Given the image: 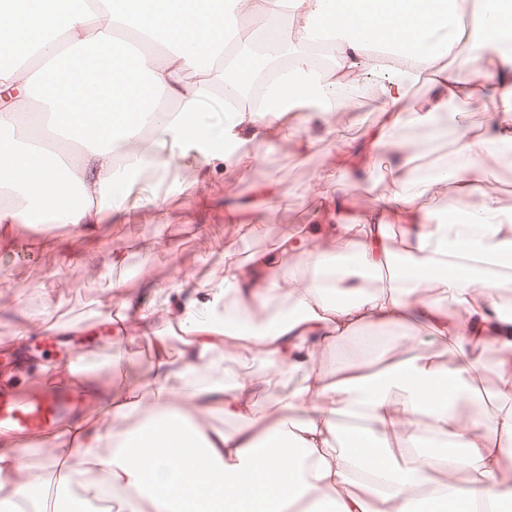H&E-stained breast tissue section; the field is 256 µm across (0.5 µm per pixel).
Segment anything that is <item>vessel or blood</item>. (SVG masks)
<instances>
[{
    "instance_id": "vessel-or-blood-1",
    "label": "vessel or blood",
    "mask_w": 512,
    "mask_h": 512,
    "mask_svg": "<svg viewBox=\"0 0 512 512\" xmlns=\"http://www.w3.org/2000/svg\"><path fill=\"white\" fill-rule=\"evenodd\" d=\"M84 402L83 395L66 388L34 397L17 390L10 380L0 379V430L16 433L33 445L47 430L74 416Z\"/></svg>"
}]
</instances>
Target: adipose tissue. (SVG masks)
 Returning a JSON list of instances; mask_svg holds the SVG:
<instances>
[{"mask_svg":"<svg viewBox=\"0 0 512 512\" xmlns=\"http://www.w3.org/2000/svg\"><path fill=\"white\" fill-rule=\"evenodd\" d=\"M285 13L296 26L284 41ZM258 14L269 20L268 55L287 63L262 73L241 54L225 66L229 35ZM320 32L335 53L329 67L315 64ZM138 40L152 49L130 56ZM34 41L45 61L38 75L0 65V199L13 204L12 224L36 223L43 210L48 223L88 233L157 205L153 188L133 192L127 170L147 167L162 181L177 165L200 180L211 163L281 137L306 153L312 123L359 109L349 90L366 76L377 85L378 121L364 165L379 167L390 148L396 156L393 193L361 218L350 208L351 175L333 174L318 226L344 251L289 235L244 262L225 253L222 279L175 283L164 304H137L141 334L154 340L143 379L152 404L143 407L137 386L104 385L109 426L86 416L46 433V447L76 449L103 475L77 485L64 477L54 512H93L108 489L122 492L123 512H294L322 501L331 512H512V411L484 423L456 410L481 352L512 354V322L493 300L512 287V210L488 190L484 164L512 153V0H477L469 11L457 0H0V58L26 55ZM465 51L480 61L479 76L458 70ZM423 82L430 96L412 98ZM258 83L257 102L225 107L221 129L190 125L216 95ZM484 97L483 131L462 109L455 134L438 126L450 104ZM408 127L452 139L448 164L430 177L418 174ZM437 183L447 184L452 210L427 207ZM391 224L402 227L396 248ZM283 284L290 313L254 325L253 312ZM417 314L452 346L451 364L424 352L336 379L321 369L337 338L384 326L404 340ZM172 325L182 334L175 355L161 334ZM227 351L293 381L276 413L259 410L257 378L225 383ZM139 412L141 423L125 427ZM211 414L239 426L207 428L201 419ZM426 437L441 444L434 456L417 451ZM20 445L0 436V512H16V496L36 485L19 466ZM460 468L469 483L433 477Z\"/></svg>","mask_w":512,"mask_h":512,"instance_id":"ef3b65f1","label":"adipose tissue"}]
</instances>
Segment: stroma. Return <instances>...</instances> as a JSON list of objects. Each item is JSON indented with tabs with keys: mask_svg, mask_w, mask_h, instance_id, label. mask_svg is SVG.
Listing matches in <instances>:
<instances>
[{
	"mask_svg": "<svg viewBox=\"0 0 512 512\" xmlns=\"http://www.w3.org/2000/svg\"><path fill=\"white\" fill-rule=\"evenodd\" d=\"M354 90L362 110L338 113L329 125H312L308 134L314 145L306 154L280 139L267 144L259 157L243 156L237 171L211 169L201 184H192L186 170H172L159 188L162 218L139 211L88 234L11 225L6 246H0V364L9 355L29 358L27 373L32 376L44 359L65 361L91 351L95 358L84 369L96 381L119 388L128 376L147 374L152 345H113L106 333L86 332L87 326L98 324L96 300L109 286L110 276L98 267V259L110 250L122 255L123 264L114 275L123 284L114 300L125 303L132 314L140 299L161 301L164 286L174 280L186 278L200 286L223 276L224 251L245 260L253 252L274 250L282 236L309 234L317 209L333 190L329 171L339 164L349 170L358 165L350 146L363 139L376 119L373 85L365 81ZM264 186L274 188L275 196L262 195ZM392 190L389 167L375 170L370 180L352 186L353 212L378 208ZM239 213L265 225L264 234L244 235L232 220ZM49 268L57 271L50 284L44 281ZM34 316L57 323V331L36 329L24 344H16L17 325ZM504 359L493 346L482 353L476 379L482 416L512 410V401L495 397Z\"/></svg>",
	"mask_w": 512,
	"mask_h": 512,
	"instance_id": "obj_1",
	"label": "stroma"
}]
</instances>
